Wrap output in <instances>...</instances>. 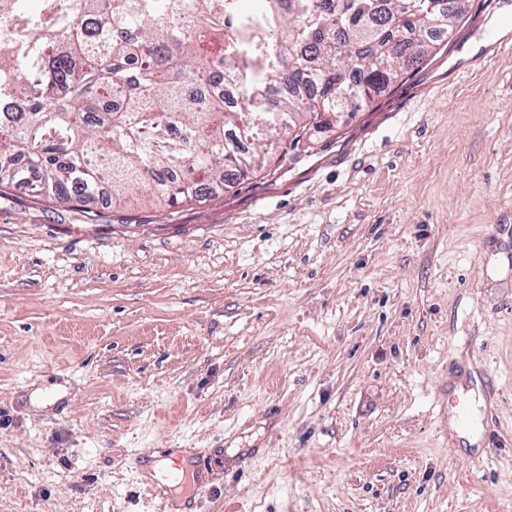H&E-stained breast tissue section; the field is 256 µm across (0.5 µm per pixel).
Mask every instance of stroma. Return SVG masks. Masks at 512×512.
<instances>
[{
    "label": "stroma",
    "mask_w": 512,
    "mask_h": 512,
    "mask_svg": "<svg viewBox=\"0 0 512 512\" xmlns=\"http://www.w3.org/2000/svg\"><path fill=\"white\" fill-rule=\"evenodd\" d=\"M512 0L371 105L175 209L0 193V512H158L146 448H208L198 512H512ZM473 420V411L464 394L450 391L448 393V438L454 440L456 434L473 430Z\"/></svg>",
    "instance_id": "obj_1"
}]
</instances>
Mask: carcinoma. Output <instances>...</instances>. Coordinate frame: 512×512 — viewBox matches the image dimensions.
Segmentation results:
<instances>
[{
    "instance_id": "cac0c4a2",
    "label": "carcinoma",
    "mask_w": 512,
    "mask_h": 512,
    "mask_svg": "<svg viewBox=\"0 0 512 512\" xmlns=\"http://www.w3.org/2000/svg\"><path fill=\"white\" fill-rule=\"evenodd\" d=\"M239 2L0 0V104L18 108L0 123V189L34 177V199L92 218L104 179L112 207L197 201L205 184L257 166L226 133L247 139L261 126L299 145L333 125L322 113L371 103L427 57L468 0H257L252 14ZM181 12L190 25L175 22ZM214 41L221 72L205 49Z\"/></svg>"
}]
</instances>
